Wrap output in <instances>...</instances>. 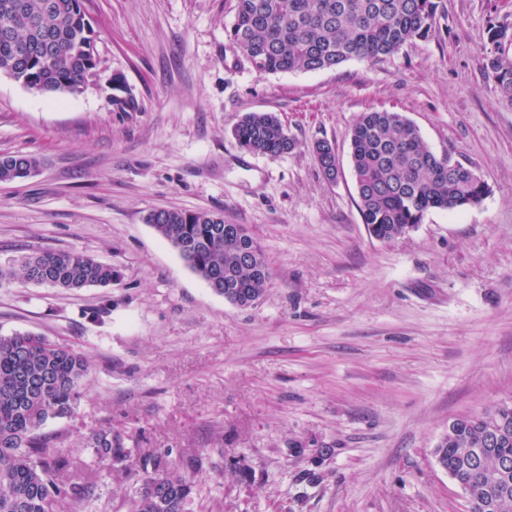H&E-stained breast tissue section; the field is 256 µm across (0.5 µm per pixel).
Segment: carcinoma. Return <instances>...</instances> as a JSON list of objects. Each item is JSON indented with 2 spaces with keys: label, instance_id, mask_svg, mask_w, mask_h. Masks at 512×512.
<instances>
[{
  "label": "carcinoma",
  "instance_id": "1",
  "mask_svg": "<svg viewBox=\"0 0 512 512\" xmlns=\"http://www.w3.org/2000/svg\"><path fill=\"white\" fill-rule=\"evenodd\" d=\"M436 11L437 0H235L229 38L260 74L318 71L399 53L429 35ZM93 36L83 0H0V73L41 94L76 93L98 66L86 50ZM511 49L512 27L491 26L482 58L488 77L510 102ZM233 134L250 153L278 156L297 146L273 112L243 114ZM350 147L357 207L377 240L405 236L432 209L454 211L489 194L475 170L433 153L401 112L361 113ZM313 153L322 171L337 169L330 142H316ZM39 166L34 155L0 156V182L25 178ZM147 223L193 272L216 282V292L229 302L248 307L263 295L269 266L244 225L226 230L221 212L178 209L153 211ZM243 252L249 253L247 263ZM115 276L111 265L79 251L28 257L18 272L0 266V286L21 279L72 291L107 287ZM88 369L84 356L34 332L0 335V512H86L94 500L95 483L71 481L66 472L74 461L39 434L48 420L74 414ZM493 422L507 423V431L488 448L484 435ZM85 445L107 474L122 472L138 485L134 512H185L191 474L201 459L172 466L169 450L153 448L133 469L129 451L106 425L91 430ZM435 458L464 485L471 512H512V494L508 508H490L501 488L483 475L505 460L512 463V403L453 419Z\"/></svg>",
  "mask_w": 512,
  "mask_h": 512
}]
</instances>
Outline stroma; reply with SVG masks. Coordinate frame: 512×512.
<instances>
[{
    "label": "stroma",
    "mask_w": 512,
    "mask_h": 512,
    "mask_svg": "<svg viewBox=\"0 0 512 512\" xmlns=\"http://www.w3.org/2000/svg\"><path fill=\"white\" fill-rule=\"evenodd\" d=\"M438 2L429 35L398 54L262 75L227 36L234 0H84L94 81L40 94L0 74V156L41 161L0 182V266L76 250L118 273L106 288H0V335L33 331L90 364L74 415L42 429L79 460L73 479L95 482L87 512H132L136 497L84 445L106 424L132 455L202 458L186 512H469L433 450L454 418L512 402V103L481 54L512 0ZM381 109L489 195L371 238L350 131ZM246 112L276 113L297 148L241 149ZM161 208L248 228L270 265L254 306L187 267L145 221Z\"/></svg>",
    "instance_id": "1"
}]
</instances>
